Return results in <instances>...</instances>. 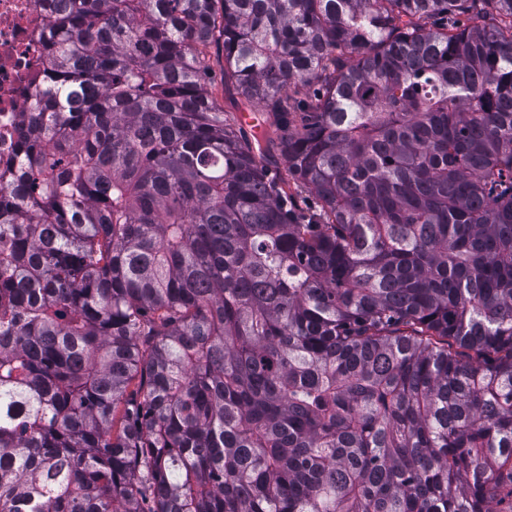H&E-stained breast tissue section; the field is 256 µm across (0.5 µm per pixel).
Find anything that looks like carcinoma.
I'll use <instances>...</instances> for the list:
<instances>
[{"label": "carcinoma", "mask_w": 512, "mask_h": 512, "mask_svg": "<svg viewBox=\"0 0 512 512\" xmlns=\"http://www.w3.org/2000/svg\"><path fill=\"white\" fill-rule=\"evenodd\" d=\"M54 2L0 512H512V0ZM211 55V66H212V76L214 77V93L217 100L218 105L221 108H224V119L233 123V118L237 117L238 112L236 111L235 105L232 100H230L227 96H225L221 91V77H222V68L224 66V55H221V52H216L215 49H212Z\"/></svg>", "instance_id": "carcinoma-1"}]
</instances>
